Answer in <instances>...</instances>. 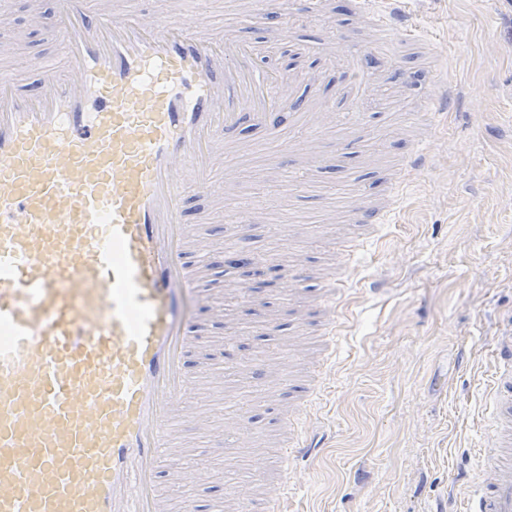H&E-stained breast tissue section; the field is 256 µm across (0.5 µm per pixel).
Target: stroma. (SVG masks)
<instances>
[{"instance_id":"obj_1","label":"stroma","mask_w":512,"mask_h":512,"mask_svg":"<svg viewBox=\"0 0 512 512\" xmlns=\"http://www.w3.org/2000/svg\"><path fill=\"white\" fill-rule=\"evenodd\" d=\"M31 0H0V40L22 34L30 53L57 58L51 36L59 0H38L43 17L31 26ZM355 0H325L316 22L301 23L294 40L279 36L281 0H262L265 23L243 35L269 64L299 78L322 76V94L338 97L343 65L311 51L323 26L345 17ZM410 23L433 34L443 52L397 47L390 72L453 81L456 103L447 132L431 146L432 163L398 202L392 223L368 228L370 242L335 270L348 284L340 311L336 359L326 368L309 410V429L328 446L295 459L301 485L288 494V512H436L461 497L478 465L486 394L492 375L491 339L500 314L512 310V0H415ZM381 137L371 155L378 175L365 190L382 196L385 176L420 140ZM254 154L238 170L244 197L263 207L252 237L228 236L207 224L210 257L245 248L264 266L290 267L301 256L331 262L338 241L353 235L345 202L354 191L340 166L326 169L310 201L288 200V170L269 160L277 143L248 129ZM223 308L249 335L238 368L248 372L266 351L252 335L257 324L232 295L207 298L202 315Z\"/></svg>"}]
</instances>
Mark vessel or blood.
Wrapping results in <instances>:
<instances>
[{
	"mask_svg": "<svg viewBox=\"0 0 512 512\" xmlns=\"http://www.w3.org/2000/svg\"><path fill=\"white\" fill-rule=\"evenodd\" d=\"M392 0H359L357 25L389 42L412 40L395 22ZM323 0H287L282 30L296 12L315 18ZM182 0L129 15L113 0H60L58 60L0 42L12 56L0 74V512H170L169 490L190 491L209 470L189 456L184 428L222 450L228 437L252 445L246 417L214 424L208 406L222 387L206 360L210 332L194 307L223 270L185 221L193 195L232 206L237 172L224 160L227 134L275 127L298 97L290 75L263 66L250 40L206 25ZM33 75L38 92H21ZM432 118L454 103L448 79L422 90ZM296 120L306 133L279 152L299 159L288 177L308 181L327 161L323 133L336 115L312 104ZM429 155L398 165L385 196L352 197L357 224H388L401 186ZM312 265L302 258L283 277L302 292ZM322 344L336 347L337 306L315 294ZM198 357L202 365L191 370ZM488 392L490 436L464 506L447 512H512V319L495 336ZM286 377L247 390L248 406L288 389ZM310 397L277 413L276 454L252 455L248 482L227 488L242 512H284V474L314 443L300 424Z\"/></svg>",
	"mask_w": 512,
	"mask_h": 512,
	"instance_id": "1",
	"label": "vessel or blood"
}]
</instances>
